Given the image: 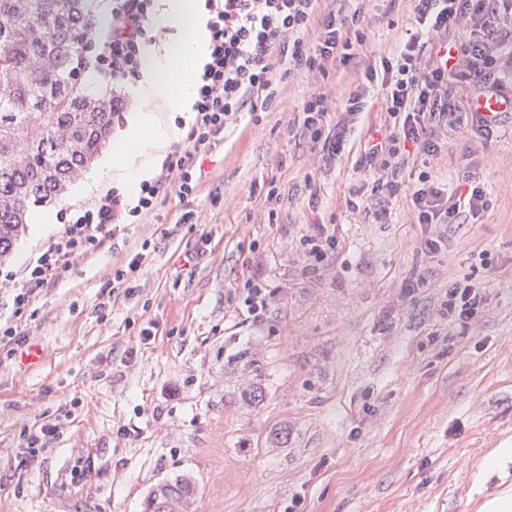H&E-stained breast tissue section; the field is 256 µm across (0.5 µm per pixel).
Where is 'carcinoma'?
<instances>
[{
	"label": "carcinoma",
	"instance_id": "cac0c4a2",
	"mask_svg": "<svg viewBox=\"0 0 512 512\" xmlns=\"http://www.w3.org/2000/svg\"><path fill=\"white\" fill-rule=\"evenodd\" d=\"M94 33L91 0H0V264L29 211L57 203L110 142L112 85L69 82ZM193 492L185 479L160 483L145 512H182Z\"/></svg>",
	"mask_w": 512,
	"mask_h": 512
}]
</instances>
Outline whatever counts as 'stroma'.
Listing matches in <instances>:
<instances>
[{
  "label": "stroma",
  "instance_id": "35a3bbf8",
  "mask_svg": "<svg viewBox=\"0 0 512 512\" xmlns=\"http://www.w3.org/2000/svg\"><path fill=\"white\" fill-rule=\"evenodd\" d=\"M363 8L368 57L414 24L408 0ZM309 89L292 72L226 129L195 223L169 196L62 271L34 315L0 289V326L25 338L0 358V512H144L177 478L195 486L184 512H479L512 485L511 472L474 487L512 438V112L400 173L480 183V215L415 224L399 195L391 223L374 224L345 201L370 191L356 161L376 115H355L343 150L323 156L302 130ZM88 199L71 187L57 223L30 225L0 271L20 274ZM319 227L336 249L312 268L302 238ZM138 255L137 288L113 294V271ZM463 280L484 296L464 326L445 309ZM250 281L271 293L257 318L241 308ZM45 424L50 446L30 459L26 436Z\"/></svg>",
  "mask_w": 512,
  "mask_h": 512
}]
</instances>
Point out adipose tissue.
Instances as JSON below:
<instances>
[{"label": "adipose tissue", "mask_w": 512, "mask_h": 512, "mask_svg": "<svg viewBox=\"0 0 512 512\" xmlns=\"http://www.w3.org/2000/svg\"><path fill=\"white\" fill-rule=\"evenodd\" d=\"M153 27L165 33L166 39L143 46V76L129 88L138 106L113 139L102 169L91 177V184L113 179L129 193H136L179 133L175 124L155 115L154 106L160 104L168 111L185 113L195 99L197 70L205 59L208 40L202 5L199 0H166L153 19Z\"/></svg>", "instance_id": "1"}]
</instances>
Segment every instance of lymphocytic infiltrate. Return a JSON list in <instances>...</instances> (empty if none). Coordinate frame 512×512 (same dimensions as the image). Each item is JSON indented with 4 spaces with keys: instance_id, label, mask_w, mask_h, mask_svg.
Wrapping results in <instances>:
<instances>
[{
    "instance_id": "lymphocytic-infiltrate-1",
    "label": "lymphocytic infiltrate",
    "mask_w": 512,
    "mask_h": 512,
    "mask_svg": "<svg viewBox=\"0 0 512 512\" xmlns=\"http://www.w3.org/2000/svg\"><path fill=\"white\" fill-rule=\"evenodd\" d=\"M154 2L112 0L111 36L98 53L80 59V66L109 72L118 85L137 81L140 46L149 37ZM336 2V9L322 14L319 0H204L208 53L197 73L185 148L152 180L143 181L133 200L112 187L71 210L63 230L26 265L24 283L13 296L16 314H24L60 270L99 248L110 226L153 213L171 192L183 203L195 198L200 155L215 147L240 113L255 110L279 61L314 78L357 59L356 48L364 43L363 8L354 0ZM410 2L415 30L389 55L365 61L359 83L345 92L337 108L362 111L370 88L385 90L381 113L387 133L367 143L357 160L371 179V190L364 199L349 201L348 210L387 223V202L401 191L413 223L461 224L484 210L483 187L473 186L461 195L424 178L406 189L399 172L407 150L433 157L441 153L446 132L460 133L458 84L472 90L465 108L472 114L473 132L490 134L499 122L498 113L479 109L480 97L512 104V0ZM332 109L316 89L302 103L304 129L331 155L340 150L345 134L343 121L332 119Z\"/></svg>"
}]
</instances>
